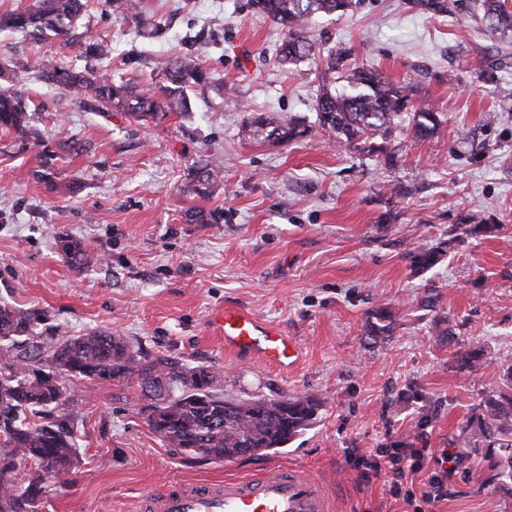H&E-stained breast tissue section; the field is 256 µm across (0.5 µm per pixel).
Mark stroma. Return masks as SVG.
Returning a JSON list of instances; mask_svg holds the SVG:
<instances>
[{
	"mask_svg": "<svg viewBox=\"0 0 512 512\" xmlns=\"http://www.w3.org/2000/svg\"><path fill=\"white\" fill-rule=\"evenodd\" d=\"M161 24L151 38L91 0L80 43L0 33V65L36 57L100 68L82 43L110 52L114 81L143 86L168 61L195 54L216 87L188 91L191 112L138 120L95 112L72 91L28 82L32 135L0 130V304L39 311L56 336L102 329L153 355L213 371L225 396L313 394V427L287 448L214 462L174 455L147 422L137 384L74 382L79 459L74 481L49 486L39 512H135L175 484L255 475L276 463L340 488L354 512H401L386 475L347 461L396 441L454 448L499 372L512 365V63L481 79L497 42L472 20L430 15L408 0H360L344 16L314 17L312 57L280 64L282 27L248 0H145ZM391 80L414 83L415 103L441 112L431 138L397 129L382 152L337 145L328 133L271 145L245 131L251 115L314 121L328 50ZM457 79H450V72ZM220 166L205 198L180 193L197 161ZM222 213L188 222L190 207ZM476 210L493 236L448 231ZM102 257L77 269L60 243ZM441 250L416 271L408 253ZM235 303L294 336L300 363L285 372L225 352L208 324ZM392 334L371 340L378 308ZM443 320L448 336L438 335ZM480 344L482 369L460 370L455 347ZM418 512H512V482L481 458L458 465L447 501Z\"/></svg>",
	"mask_w": 512,
	"mask_h": 512,
	"instance_id": "obj_1",
	"label": "stroma"
}]
</instances>
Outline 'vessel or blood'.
<instances>
[{"label":"vessel or blood","instance_id":"b4317fda","mask_svg":"<svg viewBox=\"0 0 512 512\" xmlns=\"http://www.w3.org/2000/svg\"><path fill=\"white\" fill-rule=\"evenodd\" d=\"M225 351L241 359L261 360L278 371L300 355L298 341L240 306H224L210 317ZM148 512H334L335 498L323 480L276 464L240 481L169 487L152 494Z\"/></svg>","mask_w":512,"mask_h":512}]
</instances>
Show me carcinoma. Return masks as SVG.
Here are the masks:
<instances>
[{
    "label": "carcinoma",
    "mask_w": 512,
    "mask_h": 512,
    "mask_svg": "<svg viewBox=\"0 0 512 512\" xmlns=\"http://www.w3.org/2000/svg\"><path fill=\"white\" fill-rule=\"evenodd\" d=\"M354 0H250L260 13L285 29L278 58L295 64L308 58L313 47L307 36L316 15L345 14ZM423 13L469 18L485 31L512 44V0H410ZM120 20L132 19L148 29L140 0H106ZM86 8V0H37L28 8L0 10V31L21 30L38 39L50 32L67 36ZM351 49L342 47L326 56L329 77L317 90L315 112L321 132L336 136L340 146L355 141L369 144L387 138L397 120L408 118L415 137L427 139L442 124L441 113L414 103V87L389 80L379 71L346 64ZM33 78L72 90L90 105L127 112L143 119H161L178 109L189 111L187 89L206 87L211 77L198 58L184 54L142 89L115 84L104 71L57 68L37 59L0 67V128L24 132L31 114L19 84ZM352 89L338 93L333 82ZM248 127L253 136L283 144L312 135L313 127L272 114L258 113ZM220 178L214 164L196 171L180 188L190 198L206 197ZM66 255L77 268L89 267L99 256L75 240H66ZM439 262L438 250L420 248L412 255L416 270ZM368 337L384 338L394 315L386 309L372 314ZM37 315L0 305V512H38L51 485L73 482L78 465V423L69 407L75 392L67 379L98 383L134 382L149 404L151 430L175 454L205 461H222L276 453L309 429L317 419L321 400L313 395L254 396L229 399L213 388L214 373L190 367L170 356L146 353L124 336L91 330L61 339L33 329ZM479 349L455 353L458 366L480 367ZM460 459L484 451L490 466L512 481V394L496 384L483 397L461 433Z\"/></svg>",
    "instance_id": "carcinoma-1"
}]
</instances>
